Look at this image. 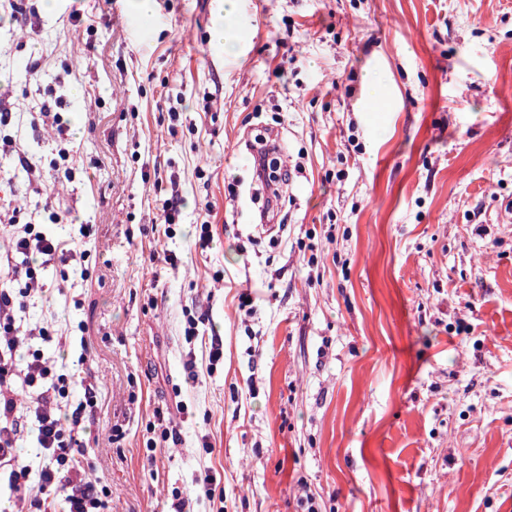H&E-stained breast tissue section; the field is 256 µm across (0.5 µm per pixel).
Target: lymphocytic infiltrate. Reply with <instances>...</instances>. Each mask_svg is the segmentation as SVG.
Masks as SVG:
<instances>
[{
  "label": "lymphocytic infiltrate",
  "instance_id": "obj_1",
  "mask_svg": "<svg viewBox=\"0 0 512 512\" xmlns=\"http://www.w3.org/2000/svg\"><path fill=\"white\" fill-rule=\"evenodd\" d=\"M252 169L269 192L268 209H275L290 170L262 146L253 149ZM19 214L12 200L0 201V227L10 238L0 269L23 283L16 292L0 289V473L7 474L13 493H29L35 512H107L109 491L88 479L80 449L97 382L83 364L60 366L45 356L38 344L52 339L46 327L21 323L28 300L43 290L38 269L80 260L81 254L35 225L20 223ZM77 387L85 401L73 407L69 394ZM28 434L43 458L37 468L17 452Z\"/></svg>",
  "mask_w": 512,
  "mask_h": 512
}]
</instances>
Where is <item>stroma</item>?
Wrapping results in <instances>:
<instances>
[{
    "label": "stroma",
    "mask_w": 512,
    "mask_h": 512,
    "mask_svg": "<svg viewBox=\"0 0 512 512\" xmlns=\"http://www.w3.org/2000/svg\"><path fill=\"white\" fill-rule=\"evenodd\" d=\"M22 6L0 197L86 252L22 320L99 381L83 453L112 512H212L208 469L224 512H512V0H237L234 55L224 0ZM260 133L293 170L266 222ZM158 408L180 440L150 462Z\"/></svg>",
    "instance_id": "obj_1"
}]
</instances>
